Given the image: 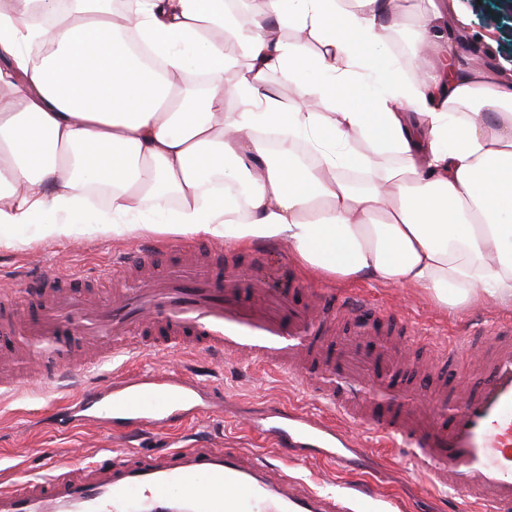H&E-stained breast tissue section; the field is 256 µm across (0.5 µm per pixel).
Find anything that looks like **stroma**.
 Here are the masks:
<instances>
[{
	"mask_svg": "<svg viewBox=\"0 0 512 512\" xmlns=\"http://www.w3.org/2000/svg\"><path fill=\"white\" fill-rule=\"evenodd\" d=\"M454 8L469 26L471 43L456 47L460 66L489 69L512 58V0H452ZM87 232L62 239L44 236L35 226L14 232L13 246H0V288L20 289L42 274L63 266L84 271L87 276L126 256L137 260L143 245L170 241V234L149 230L132 237H116L104 229L105 207L87 208ZM305 284L323 286L338 295L363 292L377 309L404 319L411 330L433 338L435 345L491 326L499 318L512 316V306L483 300L446 309L435 304L422 290L374 283L329 281L307 275ZM144 368L155 371L181 370L205 386H219L224 400L235 406L236 415L203 417L184 422L173 431L151 430L130 441L120 432L91 421H75L68 427L56 425V413L69 393L42 387L32 377L18 396L0 398V483L16 475L41 479L48 475L52 460L71 467L92 464L119 451L151 453L188 446L200 438L212 445L237 448L260 455L267 463L281 466L304 486L315 490L349 492L361 485L366 489L352 512H471L452 492L431 486L412 463L405 449L380 447L372 429L352 426L357 442L367 450V460L356 467L336 471L322 459H298L283 448L265 446L260 437L248 432L245 420H260L275 409H300L324 413V405L298 390L288 378L261 371L247 363L219 362L202 354H169L147 358Z\"/></svg>",
	"mask_w": 512,
	"mask_h": 512,
	"instance_id": "1",
	"label": "stroma"
}]
</instances>
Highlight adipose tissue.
Here are the masks:
<instances>
[{"label":"adipose tissue","instance_id":"1","mask_svg":"<svg viewBox=\"0 0 512 512\" xmlns=\"http://www.w3.org/2000/svg\"><path fill=\"white\" fill-rule=\"evenodd\" d=\"M55 2L0 0V86L14 100L0 109V245L29 224L80 233L101 186L116 236L169 210L164 232L281 243L327 278L419 288L442 307L512 304V82L450 67L443 51L377 92L376 116L349 105L398 25L421 48L456 23L447 0L403 17L393 0H263L248 30L224 0H137L129 23L172 73L163 83L115 39L109 0H73L49 27ZM271 27L318 36L320 49L269 37ZM242 58L228 112L225 73ZM191 67L204 85L175 81ZM273 71L293 84L294 105L267 89ZM260 128L279 134L278 150ZM299 141L313 164L299 161ZM346 167L366 174L363 186ZM215 174L245 194L208 192Z\"/></svg>","mask_w":512,"mask_h":512}]
</instances>
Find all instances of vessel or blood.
<instances>
[{
    "instance_id": "b4317fda",
    "label": "vessel or blood",
    "mask_w": 512,
    "mask_h": 512,
    "mask_svg": "<svg viewBox=\"0 0 512 512\" xmlns=\"http://www.w3.org/2000/svg\"><path fill=\"white\" fill-rule=\"evenodd\" d=\"M43 277L31 293L37 308L19 312L13 292L0 293V335H19L31 352L61 364L52 382L83 378L114 360L133 363L174 352L236 358L294 376L333 418L296 410L260 428L279 447L322 445L336 468L350 467L345 422L374 427L386 445L411 449L422 472L469 503L474 512H512V323L491 327L479 368L446 384L456 361L432 367L394 362L387 344L368 349L376 333L403 341L404 320L375 312L360 294L342 300L288 277L271 286L260 271L175 249L169 262L145 249L142 261L118 260L96 277ZM76 409L87 420L164 430L189 414L224 411V391L177 373L113 374L110 386L84 381ZM0 512H349L346 498L305 488L282 469L239 449L193 446L152 455L126 451L80 471L54 463L42 480L15 479L0 489Z\"/></svg>"
}]
</instances>
